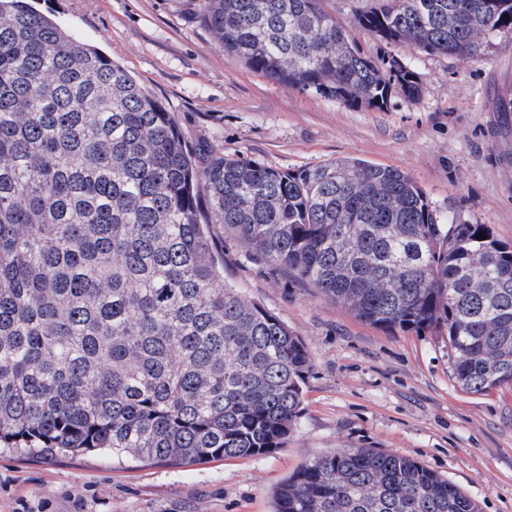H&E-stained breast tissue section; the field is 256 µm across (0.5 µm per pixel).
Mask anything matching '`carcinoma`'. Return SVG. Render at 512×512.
I'll use <instances>...</instances> for the list:
<instances>
[{
  "instance_id": "1",
  "label": "carcinoma",
  "mask_w": 512,
  "mask_h": 512,
  "mask_svg": "<svg viewBox=\"0 0 512 512\" xmlns=\"http://www.w3.org/2000/svg\"><path fill=\"white\" fill-rule=\"evenodd\" d=\"M321 2L202 0L198 17L275 82L349 107L422 94L411 65L365 53ZM355 21L470 61L512 29V0H374ZM214 224L363 322L447 331L463 391L512 384V246L488 225L444 223L398 169L336 159L285 173L196 149L123 67L28 0H0V457L179 467L286 447L311 360L224 282ZM273 504L483 512L372 448L311 457Z\"/></svg>"
}]
</instances>
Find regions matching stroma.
<instances>
[{
	"mask_svg": "<svg viewBox=\"0 0 512 512\" xmlns=\"http://www.w3.org/2000/svg\"><path fill=\"white\" fill-rule=\"evenodd\" d=\"M163 101L185 140L281 171L340 158L406 172L441 218L486 224L512 245V30L479 60L385 45L355 21L356 0H324L365 52L412 64L424 88L387 108H347L275 83L225 54L192 0H31ZM224 279L284 321L311 358L304 411L285 448L204 465L108 457L0 460V512H271L276 485L309 457L372 448L419 461L512 512V385L463 393L445 333L385 330L250 259L216 228Z\"/></svg>",
	"mask_w": 512,
	"mask_h": 512,
	"instance_id": "35a3bbf8",
	"label": "stroma"
}]
</instances>
